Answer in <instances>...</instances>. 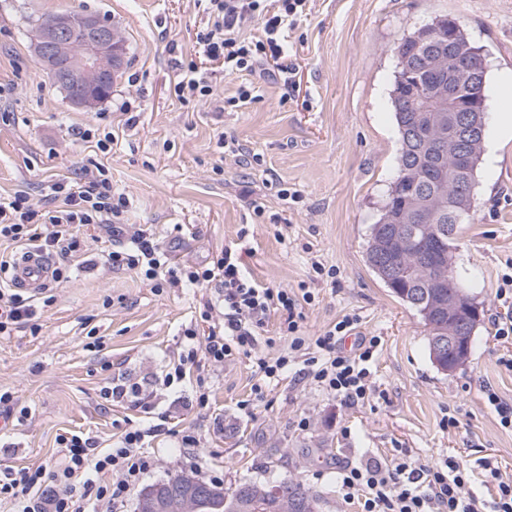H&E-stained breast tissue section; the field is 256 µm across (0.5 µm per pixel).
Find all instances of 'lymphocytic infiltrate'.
Listing matches in <instances>:
<instances>
[{
    "label": "lymphocytic infiltrate",
    "instance_id": "f902f5d3",
    "mask_svg": "<svg viewBox=\"0 0 512 512\" xmlns=\"http://www.w3.org/2000/svg\"><path fill=\"white\" fill-rule=\"evenodd\" d=\"M205 30L197 35V59L179 63L174 93L182 103L205 101L215 111L255 102L256 78H272L286 93L300 89L301 78L288 59V34L307 9L309 0H204ZM225 75H252L234 96L218 98L211 76L212 63ZM124 197L114 196L104 169L83 170L76 177L55 182L46 203L33 202L17 193L0 198V246H31L54 257L57 280H66L73 262L84 253L81 227L105 226L112 231V248L105 264L115 271H136L151 288L164 285L214 287L215 301L201 314L207 334L187 328V352L174 364L172 379L186 377L187 366L204 373L206 366L242 356L252 362L259 377L256 396L264 383L278 379L295 362L313 384L346 402L368 401L374 382L369 363L379 337H359L352 352L340 344L351 335L357 316H344L323 334L303 335L297 321L300 303H312L311 293L295 295L283 287L263 286L242 266L237 251L226 248L208 267L174 269L170 257L144 224H126ZM10 262L0 255V335L19 326L38 332L34 298L9 288ZM280 314L279 336L286 350L270 354L274 338L265 336L271 314ZM145 430L124 431L115 447L98 450L91 438L58 435L62 454L52 469L8 471L0 476V499L9 500L13 512H88L91 503H102L107 512H120L144 477L156 466L142 449ZM471 475L454 460L441 465L422 464L408 458L390 463L374 459L342 467L337 482L345 497H358L360 512H512V479H497L496 493L485 500L467 493Z\"/></svg>",
    "mask_w": 512,
    "mask_h": 512
}]
</instances>
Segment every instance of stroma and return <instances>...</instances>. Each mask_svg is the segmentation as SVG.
Masks as SVG:
<instances>
[{"label":"stroma","mask_w":512,"mask_h":512,"mask_svg":"<svg viewBox=\"0 0 512 512\" xmlns=\"http://www.w3.org/2000/svg\"><path fill=\"white\" fill-rule=\"evenodd\" d=\"M70 10L109 20L127 45L110 96L89 109L73 107L33 53L37 18ZM446 13L461 18L486 57L489 116L512 112V0H311L288 40L300 94L264 81L259 100L223 112L181 104L174 94L175 64L194 56L206 26L194 0H0V195L25 191L40 203L56 180L103 165L127 201L126 222L151 225L176 266H204L222 248L237 250L258 282L313 293L301 309L306 335L354 315L358 335L381 340L369 402L347 404L294 372L256 399L254 370L240 357L211 367L202 410L189 382L163 380L184 350L185 327L200 323L213 291H157L132 271L74 267L53 285L38 333L0 335V389L28 411L0 431V470L52 468L58 434L107 448L163 413L194 432L198 445L184 450L164 432L146 438L158 460L147 486L181 473L216 475L229 492L243 481L293 477L319 497V512H358L357 501L343 499L336 468L367 458L455 459L472 471L469 493L487 500L495 493L488 467L512 478V431L500 427L485 396L490 387L512 402V369L503 364L512 343L497 340L491 324L503 309L501 278L512 268V139L488 127L477 219L461 225L453 254L482 311L465 366L437 372L423 324L365 262L399 148L388 107L390 48ZM79 128L93 140L76 138ZM225 132L258 162L226 158L217 144ZM107 136L112 144L100 151L96 142ZM282 187L295 198L282 199ZM253 197L263 214L250 207ZM320 266L326 275L317 274ZM102 355L111 369H102ZM123 378L148 382L152 413L102 398L104 386ZM450 413L457 427H444Z\"/></svg>","instance_id":"35a3bbf8"}]
</instances>
